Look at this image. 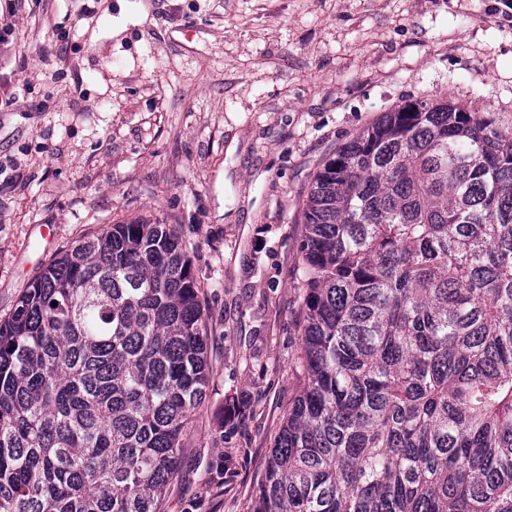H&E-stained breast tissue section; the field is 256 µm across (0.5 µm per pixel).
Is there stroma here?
I'll list each match as a JSON object with an SVG mask.
<instances>
[{
	"label": "stroma",
	"mask_w": 512,
	"mask_h": 512,
	"mask_svg": "<svg viewBox=\"0 0 512 512\" xmlns=\"http://www.w3.org/2000/svg\"><path fill=\"white\" fill-rule=\"evenodd\" d=\"M1 24L0 93L16 102L0 111V319L76 241L141 216L172 226L208 316L209 384L160 512H251L300 389L314 174L409 101L512 127V5L0 0Z\"/></svg>",
	"instance_id": "stroma-1"
}]
</instances>
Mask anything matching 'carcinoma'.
Returning a JSON list of instances; mask_svg holds the SVG:
<instances>
[{"label": "carcinoma", "instance_id": "obj_1", "mask_svg": "<svg viewBox=\"0 0 512 512\" xmlns=\"http://www.w3.org/2000/svg\"><path fill=\"white\" fill-rule=\"evenodd\" d=\"M302 218V387L252 512H512V132L395 107ZM208 336L157 219L47 265L0 320V512H157Z\"/></svg>", "mask_w": 512, "mask_h": 512}]
</instances>
